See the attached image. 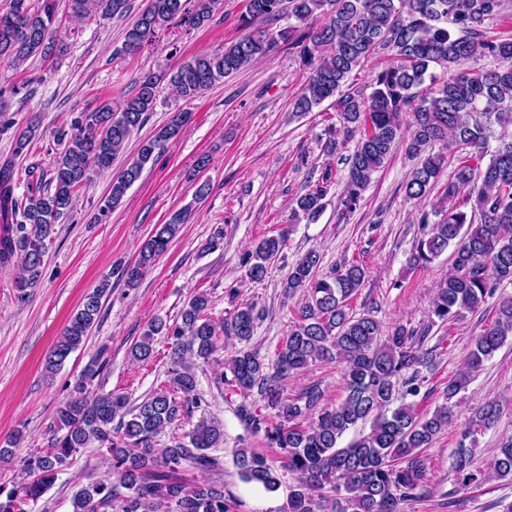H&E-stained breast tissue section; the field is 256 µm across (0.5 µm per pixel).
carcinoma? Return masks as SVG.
I'll return each instance as SVG.
<instances>
[{"instance_id":"obj_1","label":"carcinoma","mask_w":512,"mask_h":512,"mask_svg":"<svg viewBox=\"0 0 512 512\" xmlns=\"http://www.w3.org/2000/svg\"><path fill=\"white\" fill-rule=\"evenodd\" d=\"M217 2L149 0L127 30L120 52L140 54L158 31L170 25H205ZM94 8L121 16L129 4L70 0L76 15ZM56 13L57 0H41L35 10L28 0H10L9 10L0 13V56L7 54L18 63L34 54L50 57ZM284 17L292 24L272 27ZM497 19L512 20V0H246L241 26L247 33L220 53L197 55L173 69L170 84L180 97L193 99L282 45L295 51L307 77L294 111L303 115L333 101L340 126L325 132V151L330 154L359 135L345 158L343 219L357 208L372 176L396 148L405 147L416 160L405 196L423 200L438 182L443 150L454 147L460 156L444 189L446 203L420 213L418 223L430 229L416 240L409 259L412 267H425L451 245L452 270L436 289L425 327L396 324L385 335L371 314L350 313L349 300L365 281L363 264L345 263L320 277L321 256L311 250L289 267L284 293L301 295L303 303L271 360L249 347L262 317L255 303L240 304L218 325L208 315L206 294H194L180 320L169 324L154 318L130 349L134 361L147 363L155 354V337H166L167 379L135 406L124 394L90 393L87 384L106 366L104 353H99L58 407L46 451L23 459L21 470L27 480L8 492L0 488V512H27L26 506L46 493L70 458L91 447L107 449L110 472L74 494L72 512H235L234 501L224 494L222 463L212 454L224 443V426L208 416L209 403L198 392L193 369L197 363H210L220 336H229L242 347L224 360L218 385L242 397L236 409L239 418L253 432H264L270 447L280 450L276 463L250 448L239 449L236 463L244 481L275 493L282 484L279 471L292 475L295 485L287 512H399L401 502L419 496L426 479L422 449L448 427L454 399L512 339V297H507L499 301L495 319L472 339L462 368L448 380L444 403L431 412L418 410L421 369L432 368L437 357V347H424L430 329L478 310L501 284L512 283V35H487L486 23ZM381 50L390 51L393 61L373 72L366 95L349 79ZM474 57L490 58L494 67L460 69ZM432 67L442 69L447 78L431 72ZM158 87L159 78L147 74L118 108L100 104L79 113L69 130L60 131L63 149L52 161L50 178L38 179L24 204L13 195L12 174L32 130L17 135L12 157L0 162V268L21 265L23 276L15 285L18 301H29L37 286L52 227L71 211L77 187L112 169L133 132L153 111ZM190 116L175 113L141 144L137 159L112 182L100 215L120 204L145 166L159 157ZM495 126L501 130L499 144L490 153L486 144ZM331 179L332 171H323L296 199L297 219L319 218ZM433 215L439 217L434 223ZM187 218L188 210H178L157 225L138 259L121 269L127 287L138 286ZM284 245L281 235L260 240L244 258L246 278L263 282ZM107 287L103 283L85 295L45 357L46 373H55L84 342ZM333 360L345 367L346 395L339 404L324 403L317 383L294 398L284 394L282 382L288 377L318 361ZM254 395L273 412L275 421L252 410L247 399ZM196 410L201 416L190 431L156 447L160 434ZM499 414L498 405L487 401L461 432L451 464L458 485L484 481L471 469L472 451L478 435L491 428ZM367 421L368 431L341 445L350 430ZM23 437L17 430L5 439L0 460L13 457ZM188 467L209 479L186 485L178 474ZM493 471L496 479L512 482V439L498 449Z\"/></svg>"}]
</instances>
